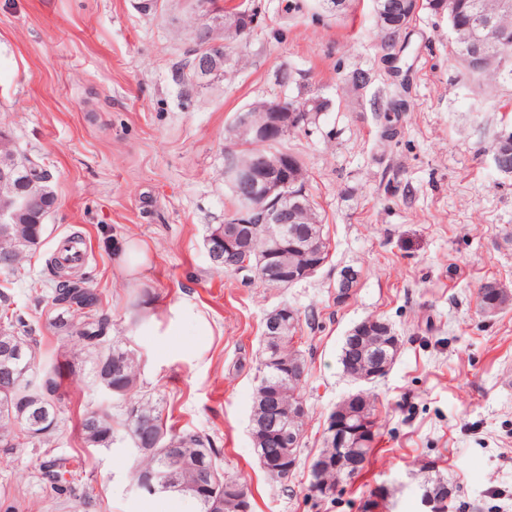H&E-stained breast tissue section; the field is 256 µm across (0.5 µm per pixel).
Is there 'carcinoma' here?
Instances as JSON below:
<instances>
[{
  "label": "carcinoma",
  "mask_w": 512,
  "mask_h": 512,
  "mask_svg": "<svg viewBox=\"0 0 512 512\" xmlns=\"http://www.w3.org/2000/svg\"><path fill=\"white\" fill-rule=\"evenodd\" d=\"M500 0H376V3L406 6L399 13L400 27L412 23L417 13L425 8L448 17L454 52L468 78L476 85L486 83L512 87V11L499 7ZM221 13L205 22L211 40L224 43V65L232 60L238 42L242 39L237 32L220 27L217 20ZM495 40L494 52L500 63H491L480 69H473L467 62L471 48ZM286 105L298 110L307 108L306 122L297 127L301 131L316 124L330 102L315 97H289ZM242 149L224 157V169L245 165L254 154L267 152L272 145L253 140L247 134L239 136ZM289 157L297 167L300 183L292 187L299 199L309 200L307 174L302 160L295 154ZM42 224H5L0 227V252L13 253L22 261L43 240ZM322 236L321 221L313 208H307L299 223L288 225V248L281 251L279 262L290 266L307 261L296 246L311 244ZM282 240L281 225L262 224L250 247L227 263L217 264L226 272L236 271V265L248 261L252 273L258 280L260 261L264 248ZM18 268L5 269L0 266V354L13 349L21 351L20 365L29 369L13 388L0 386V448H17L32 445L48 448L59 424V411L64 400L62 379L64 374H75V362L66 359L48 368H41L44 353L40 341L34 336L31 323L14 307L9 285L17 275ZM51 276V308L56 312L53 327L75 341L79 351L73 356H85L91 366L92 376L98 386L109 390L114 396L126 395L130 403L137 406L139 422L131 420L128 412L122 413L115 421L112 411L87 409L79 420L78 430L83 444L88 448H109L118 430L137 449L133 477L142 473L168 471L172 466L171 456L182 457L184 467L174 474V490L191 495L197 489L193 500L197 512H236L233 497L245 491L244 484L237 476L224 472L218 463V450L210 435L178 429L168 423L161 400L147 394L137 395L140 387V355L137 350L114 334L112 314L103 307L101 293L92 288L84 276H75L62 266L57 258L48 264ZM265 281V280H263ZM265 284L274 285L267 280ZM292 330L274 345L262 337V350L256 372L257 384L253 403L254 429L258 433L253 446L259 461L275 459L282 453L278 438L267 433L265 421L270 408L288 416V406L297 398L305 397L304 383L308 369L301 351L295 346ZM340 363L343 370L355 376L362 367L358 351L348 343L341 347ZM41 480L59 493L72 491L73 471L66 458L53 456L40 467Z\"/></svg>",
  "instance_id": "cac0c4a2"
}]
</instances>
